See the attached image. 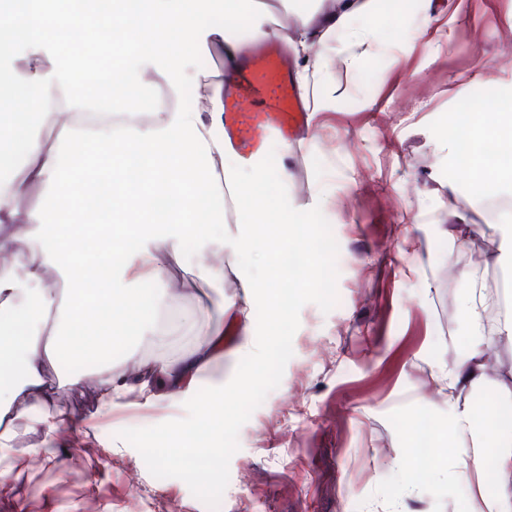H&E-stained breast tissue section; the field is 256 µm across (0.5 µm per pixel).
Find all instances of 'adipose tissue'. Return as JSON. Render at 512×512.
<instances>
[{"label": "adipose tissue", "instance_id": "adipose-tissue-1", "mask_svg": "<svg viewBox=\"0 0 512 512\" xmlns=\"http://www.w3.org/2000/svg\"><path fill=\"white\" fill-rule=\"evenodd\" d=\"M242 6L257 17L274 9L291 16L286 43L304 100L326 94L335 43H345L342 60L349 69L374 47L372 34L354 23L371 18L377 0H317L305 11L289 0H0V101L15 103L0 113V250L14 256L0 264V461L10 455L17 429L49 438L62 423L49 409L44 371L48 363L78 355L69 342L73 329H87L89 346L106 357L131 335L169 343L171 327L159 317L171 289L166 262L188 235L208 250L213 227L224 222L217 207L208 223H199L200 199H223L229 187L245 207L247 219L224 242L231 259L268 237L317 267L309 225L258 223L269 207L288 213L293 200L283 191L268 202L259 191L263 168L244 170L234 162L223 130V79L197 78L199 109L163 108L147 123L131 109L144 88L176 95L192 52L214 50L232 65L247 41L269 37L259 24L244 39L199 21L220 11L235 15ZM72 31L83 39L80 48L67 45ZM176 31L185 34V47L172 43ZM466 136L465 182L474 206L512 178V164L491 167L484 156L488 141L512 145V114L475 119ZM35 188L40 202L27 206ZM135 265L153 282L150 292L129 287L127 272ZM50 269L63 289L47 284ZM239 284L246 302L230 305L233 324L251 327L257 303L273 321L283 320L279 289L244 273ZM184 323L195 343L183 353L146 360L124 344L123 367L98 365L99 415L133 399L157 405L158 384L172 402L196 396L202 376L224 357V322L188 314ZM437 435L455 450L462 479L493 468L489 512H512V431L483 450L476 417L462 409Z\"/></svg>", "mask_w": 512, "mask_h": 512}]
</instances>
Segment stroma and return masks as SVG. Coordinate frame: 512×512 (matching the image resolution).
<instances>
[{
  "label": "stroma",
  "mask_w": 512,
  "mask_h": 512,
  "mask_svg": "<svg viewBox=\"0 0 512 512\" xmlns=\"http://www.w3.org/2000/svg\"><path fill=\"white\" fill-rule=\"evenodd\" d=\"M373 27L377 51L353 70L331 67L332 83L315 97L302 133L270 140L261 192L276 198L289 171L296 209L318 192L339 245L338 303L330 312L302 307L280 385L239 431L229 483L217 512H476V483L457 477V457L412 488L403 468L415 424L447 423L451 410L512 414V335L487 343L484 384L454 370L470 348L461 312V265L448 257L460 231L448 217L445 184L459 158L443 149L455 128L483 114L512 110V0H381ZM401 229L391 238L390 225ZM424 249H407L408 240ZM218 252L179 248L167 274L165 307L174 337L166 354L192 346L185 313L207 320L241 290L234 276L205 274ZM349 335H340V327ZM95 360L71 370L47 365L53 408L69 420L51 456L42 433L22 432L4 465L0 512H210L177 478L153 477L139 452L119 438L185 417L184 407H128L95 415ZM95 439L97 451L77 445Z\"/></svg>",
  "instance_id": "35a3bbf8"
}]
</instances>
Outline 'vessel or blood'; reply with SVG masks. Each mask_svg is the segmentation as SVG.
Segmentation results:
<instances>
[{
  "label": "vessel or blood",
  "instance_id": "obj_1",
  "mask_svg": "<svg viewBox=\"0 0 512 512\" xmlns=\"http://www.w3.org/2000/svg\"><path fill=\"white\" fill-rule=\"evenodd\" d=\"M223 118L232 147L248 160L260 159L268 138L295 137L303 106L276 43H265L225 80Z\"/></svg>",
  "mask_w": 512,
  "mask_h": 512
}]
</instances>
